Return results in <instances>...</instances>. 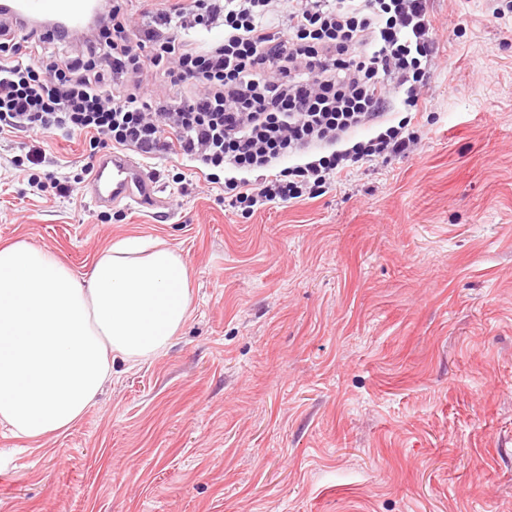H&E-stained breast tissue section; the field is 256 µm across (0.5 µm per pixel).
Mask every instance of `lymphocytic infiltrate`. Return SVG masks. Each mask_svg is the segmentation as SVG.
I'll use <instances>...</instances> for the list:
<instances>
[{
	"instance_id": "obj_1",
	"label": "lymphocytic infiltrate",
	"mask_w": 512,
	"mask_h": 512,
	"mask_svg": "<svg viewBox=\"0 0 512 512\" xmlns=\"http://www.w3.org/2000/svg\"><path fill=\"white\" fill-rule=\"evenodd\" d=\"M427 0H106L94 39L0 28V133L87 134L169 153L223 184L229 207L315 198L417 138L438 49ZM223 22L209 48L186 39ZM177 85L155 98L145 72ZM404 116L390 124L391 100ZM376 134L350 142L358 129Z\"/></svg>"
}]
</instances>
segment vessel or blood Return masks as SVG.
Returning <instances> with one entry per match:
<instances>
[{
  "label": "vessel or blood",
  "mask_w": 512,
  "mask_h": 512,
  "mask_svg": "<svg viewBox=\"0 0 512 512\" xmlns=\"http://www.w3.org/2000/svg\"><path fill=\"white\" fill-rule=\"evenodd\" d=\"M12 13L22 22L56 19L69 29L83 27L92 9V0H10ZM83 194L97 207L123 205L126 209L153 210L167 207L151 172L123 150L96 156Z\"/></svg>",
  "instance_id": "1"
}]
</instances>
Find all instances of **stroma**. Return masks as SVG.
<instances>
[{
	"label": "stroma",
	"mask_w": 512,
	"mask_h": 512,
	"mask_svg": "<svg viewBox=\"0 0 512 512\" xmlns=\"http://www.w3.org/2000/svg\"><path fill=\"white\" fill-rule=\"evenodd\" d=\"M441 63L409 156L251 217L180 158L170 205L98 208L85 136H0V244L82 272L137 235L180 253L190 315L116 362L81 421L34 447L0 424V512H512V10L428 0Z\"/></svg>",
	"instance_id": "obj_1"
}]
</instances>
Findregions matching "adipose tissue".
Segmentation results:
<instances>
[{"mask_svg": "<svg viewBox=\"0 0 512 512\" xmlns=\"http://www.w3.org/2000/svg\"><path fill=\"white\" fill-rule=\"evenodd\" d=\"M190 303L185 261L157 239H117L82 275L26 241L1 245L0 424L37 444L65 433L115 360L167 349Z\"/></svg>", "mask_w": 512, "mask_h": 512, "instance_id": "1", "label": "adipose tissue"}]
</instances>
